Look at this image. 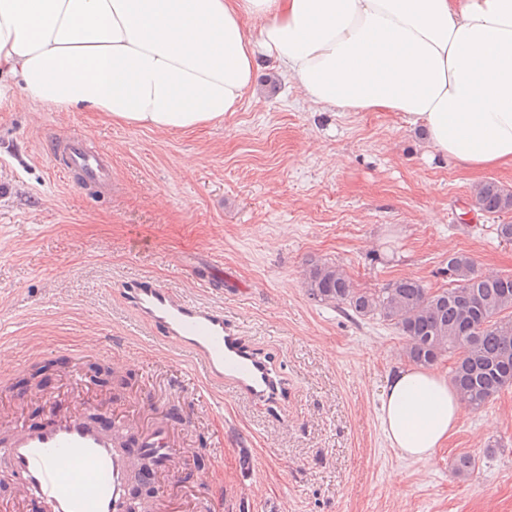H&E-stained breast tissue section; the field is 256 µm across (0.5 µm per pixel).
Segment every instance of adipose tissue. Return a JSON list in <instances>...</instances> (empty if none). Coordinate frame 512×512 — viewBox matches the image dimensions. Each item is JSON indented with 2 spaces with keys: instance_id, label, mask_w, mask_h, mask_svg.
Segmentation results:
<instances>
[{
  "instance_id": "ef3b65f1",
  "label": "adipose tissue",
  "mask_w": 512,
  "mask_h": 512,
  "mask_svg": "<svg viewBox=\"0 0 512 512\" xmlns=\"http://www.w3.org/2000/svg\"><path fill=\"white\" fill-rule=\"evenodd\" d=\"M261 55L314 106L398 113L471 169L512 163V0H0V110L194 130L238 110ZM464 409L443 375L406 367L381 427L423 461Z\"/></svg>"
}]
</instances>
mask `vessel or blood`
I'll return each instance as SVG.
<instances>
[{
	"label": "vessel or blood",
	"mask_w": 512,
	"mask_h": 512,
	"mask_svg": "<svg viewBox=\"0 0 512 512\" xmlns=\"http://www.w3.org/2000/svg\"><path fill=\"white\" fill-rule=\"evenodd\" d=\"M55 145L81 184H111L112 162L106 154L87 149L76 136L56 139ZM129 295L160 349L189 355L206 384L228 383L261 402L286 391L287 381L269 359L226 326L223 308L148 280L132 283ZM45 406V421L18 423L0 442V485L19 488L44 512H126L139 456L149 455L160 473L177 468L165 418L156 419L137 446L126 450L118 435L124 422H97L82 407L60 410L50 399Z\"/></svg>",
	"instance_id": "1"
}]
</instances>
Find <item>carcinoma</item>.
Listing matches in <instances>:
<instances>
[{"label": "carcinoma", "mask_w": 512, "mask_h": 512, "mask_svg": "<svg viewBox=\"0 0 512 512\" xmlns=\"http://www.w3.org/2000/svg\"><path fill=\"white\" fill-rule=\"evenodd\" d=\"M473 203L488 214L511 213L512 191L485 181L474 189ZM448 276L452 286L434 292L415 277L361 290L338 265L313 261L304 284L316 302L395 326L410 362L429 368L452 359L450 383L477 411L512 386V276L482 274L463 253L448 255Z\"/></svg>", "instance_id": "1"}]
</instances>
